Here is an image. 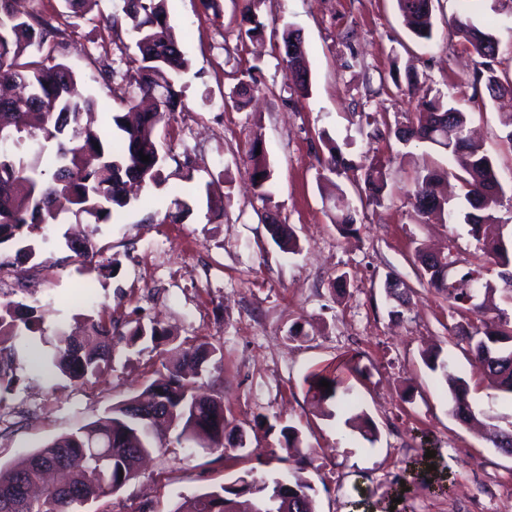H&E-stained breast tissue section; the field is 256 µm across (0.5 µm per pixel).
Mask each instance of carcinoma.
<instances>
[{
    "label": "carcinoma",
    "instance_id": "1",
    "mask_svg": "<svg viewBox=\"0 0 512 512\" xmlns=\"http://www.w3.org/2000/svg\"><path fill=\"white\" fill-rule=\"evenodd\" d=\"M262 0H242V16L250 38L261 35L264 28L258 15ZM16 0H0V244L22 242L36 229L59 223L66 213L85 216L91 224L107 223L118 217L130 198L128 182L156 185L162 179L166 156L158 149V125L165 116L182 104L180 75L188 60L180 51L173 27L167 19L166 0H124L123 15L106 18V26L118 30L127 26L136 49L135 70L130 76L133 96L124 100L127 113H112V124L122 132L121 141L113 145L106 139V129L97 123L96 103L83 95L75 73L54 56L61 29L42 21L35 12L21 13ZM399 12L411 32L422 41L433 36L432 0H396ZM452 24L466 49L483 59L485 90L490 99L499 98L504 87L495 75L494 63L500 48L495 35L478 27L467 13L453 18ZM283 67L288 87L306 97L311 91L310 71L300 35L291 27L282 30ZM252 66L247 80L240 82L233 103L259 91L254 83ZM410 124L395 135L404 142L416 140L439 146L448 154L459 156L469 148L468 114L458 101L438 90L417 101ZM55 144L53 164L45 166V144ZM251 149L252 184L257 196L271 194L273 173L263 155ZM328 158L323 169L340 174L339 149L332 139L326 140ZM150 157L143 162L140 155ZM454 177L463 190L470 211L463 214L469 236L480 254L474 262H462L448 245L442 272L426 266L428 253L415 252L421 279L429 288L448 300L453 312L478 314L477 303L482 291L492 293L497 286L484 278L485 265L503 267L499 277L507 281L504 268L512 264L505 241L507 225L494 215L501 204L503 186L491 156L471 153L459 171L425 167L414 188L409 191L413 208L425 216L439 212L450 221L460 208L441 194V183ZM364 182L374 199H379L388 183L383 166H370ZM336 214L333 223L343 233L356 223L354 210L339 185H334ZM274 240L294 250L297 246L288 224L275 222ZM472 284L457 288V280ZM41 317L22 303L0 305V403L13 391L9 375L10 355L17 344H29L26 333L38 331ZM89 331L76 340L65 331L54 339L47 355L46 372H58L74 380L99 376L109 367L115 344L132 346L148 340L162 347L161 378L131 392L110 405L97 419L61 435L13 463L0 467V512H73L76 505L120 491L138 476L141 462L159 448L158 429L162 425L179 429L177 439L193 442L203 449L224 451V434L235 432L224 419V400L206 394L197 385L206 367L220 362V350L208 342L186 351L167 330L155 325H136L128 334L112 331V316L104 313L86 315ZM457 335L465 340L471 365L488 381L487 406H474L470 385L463 376L448 373L449 364L429 355L426 363L440 370L448 384L450 413L465 424L481 416L496 420L494 406L502 397L512 398V317L502 310L496 320L482 322V327L457 326ZM348 361L336 365L329 375L314 373L307 377V394L319 406L353 405V392L347 372ZM330 382V389L319 386ZM157 403L163 407V419L146 428L129 414L137 405ZM285 438L279 461L286 463L300 453V436L296 428L285 426ZM492 444L512 455V421L494 431ZM311 483L299 472L287 470L267 475L252 470L235 478L232 485L220 486L192 497H185L172 512H254L258 501L278 496L279 512H317Z\"/></svg>",
    "mask_w": 512,
    "mask_h": 512
}]
</instances>
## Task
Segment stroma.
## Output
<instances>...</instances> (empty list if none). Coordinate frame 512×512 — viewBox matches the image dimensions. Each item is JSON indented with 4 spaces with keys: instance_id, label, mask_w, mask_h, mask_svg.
<instances>
[{
    "instance_id": "1",
    "label": "stroma",
    "mask_w": 512,
    "mask_h": 512,
    "mask_svg": "<svg viewBox=\"0 0 512 512\" xmlns=\"http://www.w3.org/2000/svg\"><path fill=\"white\" fill-rule=\"evenodd\" d=\"M123 0H100L99 12L67 14L63 0H34L33 9L65 29L57 51L96 99L100 122L132 93L134 44L126 30L109 31L103 19ZM219 13L201 0H167V16L189 61L181 83L184 107L165 129L175 158L162 184L141 189L118 220L77 224L74 216L31 236L38 265L16 282L11 299L34 307L42 332L20 347L9 416L0 423V466L40 444L97 418L103 410L156 377L157 349L144 342L117 345L111 366L77 382L47 376L38 366L58 330H74L90 311L106 309L119 331L156 320L191 344L220 348L204 389L224 399V416L246 437L245 448L203 450L168 437L162 451L118 493L77 512H172L183 497L230 483L267 461L282 470V427L299 429L301 474L314 488L318 512H512V457L449 411V391L425 363L426 352L449 361L470 382L476 404L487 390L456 336L459 317L417 278L414 248L456 244L472 258L466 224L418 216L408 198L427 166H447L428 143H399L397 127L414 110L389 86L390 72L412 77L417 94L453 93L469 113L475 140L504 181L502 221L512 225V144L502 116L512 113V0H434V34L415 40L395 0H262V36L244 40L239 0H219ZM468 12L500 43L497 74L508 88L491 100L478 56L463 49L453 18ZM298 30L307 50L311 93L288 87L281 63L284 26ZM259 65L261 93L244 108L228 100L241 74ZM376 125H367V114ZM332 138L347 170L336 179L357 209L356 231L340 234L319 161ZM259 141L273 172L274 193L259 200L250 181L249 149ZM381 164L388 188L373 200L363 183ZM188 208L176 211L175 200ZM222 200L219 208L211 200ZM177 212L176 221L165 220ZM278 214L298 236L295 252L280 248L264 222ZM92 233L112 259L105 278L82 269L66 235ZM347 286H336L339 275ZM412 290L405 305L387 293L388 278ZM344 357L357 369L349 384L358 408L377 427L375 441L329 418L306 396V378L328 373ZM433 452L446 493L419 480L403 488L410 463Z\"/></svg>"
}]
</instances>
